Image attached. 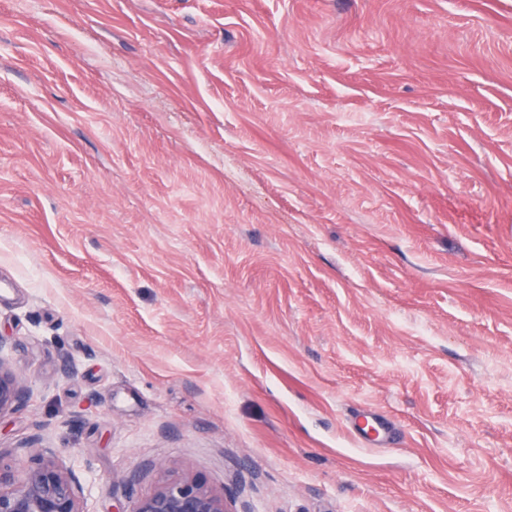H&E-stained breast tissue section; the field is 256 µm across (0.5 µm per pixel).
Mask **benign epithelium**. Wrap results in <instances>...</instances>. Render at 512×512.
Listing matches in <instances>:
<instances>
[{"label": "benign epithelium", "mask_w": 512, "mask_h": 512, "mask_svg": "<svg viewBox=\"0 0 512 512\" xmlns=\"http://www.w3.org/2000/svg\"><path fill=\"white\" fill-rule=\"evenodd\" d=\"M0 414L25 400L29 391L20 385L1 355ZM0 512H84L81 487L73 474L50 460L40 459L21 468L0 463ZM128 512H226L224 493L195 476L163 479L150 493L132 502Z\"/></svg>", "instance_id": "obj_1"}]
</instances>
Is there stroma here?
<instances>
[{
    "label": "stroma",
    "instance_id": "obj_1",
    "mask_svg": "<svg viewBox=\"0 0 512 512\" xmlns=\"http://www.w3.org/2000/svg\"><path fill=\"white\" fill-rule=\"evenodd\" d=\"M0 281L86 512H512V0H0ZM224 494L195 476L163 479L150 493L132 502L129 512H226Z\"/></svg>",
    "mask_w": 512,
    "mask_h": 512
}]
</instances>
